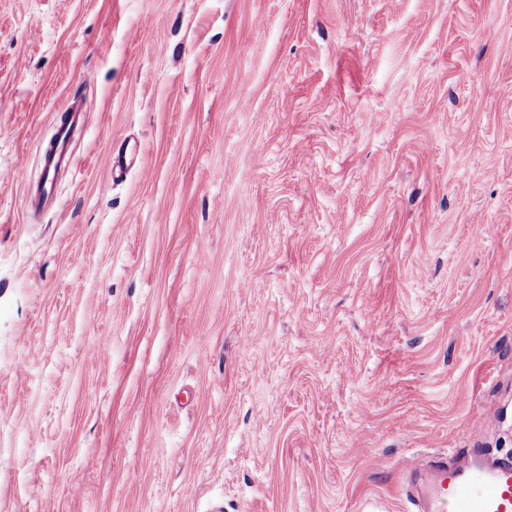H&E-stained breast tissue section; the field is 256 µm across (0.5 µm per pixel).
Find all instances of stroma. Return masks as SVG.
I'll use <instances>...</instances> for the list:
<instances>
[{
    "mask_svg": "<svg viewBox=\"0 0 512 512\" xmlns=\"http://www.w3.org/2000/svg\"><path fill=\"white\" fill-rule=\"evenodd\" d=\"M472 448L512 457V0H0V512H406ZM79 100H73L64 110L65 121L56 119L57 125L53 134V146L50 150L40 152L39 161L42 163V170H48L51 174L60 169H71L73 166L72 144L78 136L88 127L91 119V112L85 109L73 107Z\"/></svg>",
    "mask_w": 512,
    "mask_h": 512,
    "instance_id": "stroma-1",
    "label": "stroma"
}]
</instances>
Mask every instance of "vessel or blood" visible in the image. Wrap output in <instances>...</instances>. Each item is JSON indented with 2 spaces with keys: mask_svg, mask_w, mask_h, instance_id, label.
Segmentation results:
<instances>
[{
  "mask_svg": "<svg viewBox=\"0 0 512 512\" xmlns=\"http://www.w3.org/2000/svg\"><path fill=\"white\" fill-rule=\"evenodd\" d=\"M63 113L52 148L40 154L43 169L52 173L72 168V144L91 119L89 111L70 105ZM412 496L418 512H512V461L477 460L465 467L434 461L428 475L415 479Z\"/></svg>",
  "mask_w": 512,
  "mask_h": 512,
  "instance_id": "vessel-or-blood-1",
  "label": "vessel or blood"
}]
</instances>
